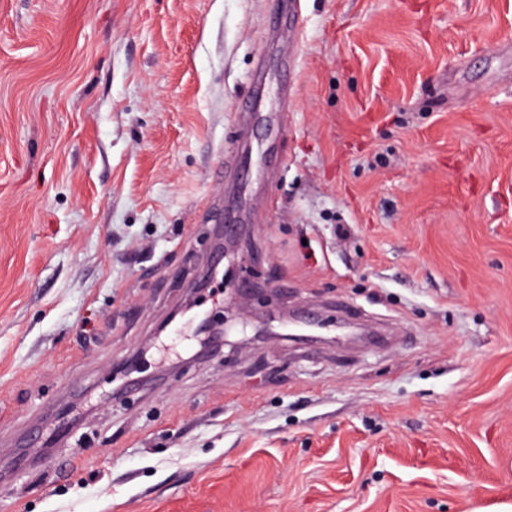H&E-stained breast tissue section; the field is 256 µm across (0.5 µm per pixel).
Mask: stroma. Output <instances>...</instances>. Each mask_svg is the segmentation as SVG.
I'll return each mask as SVG.
<instances>
[{
	"mask_svg": "<svg viewBox=\"0 0 512 512\" xmlns=\"http://www.w3.org/2000/svg\"><path fill=\"white\" fill-rule=\"evenodd\" d=\"M0 512H512V0H0Z\"/></svg>",
	"mask_w": 512,
	"mask_h": 512,
	"instance_id": "1",
	"label": "stroma"
}]
</instances>
